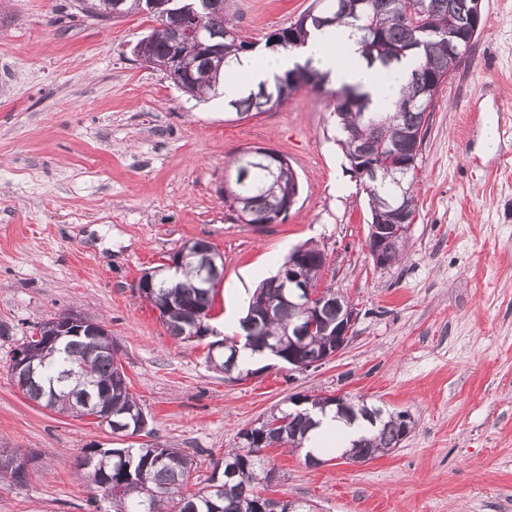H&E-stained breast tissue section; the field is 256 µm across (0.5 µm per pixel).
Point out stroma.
Returning a JSON list of instances; mask_svg holds the SVG:
<instances>
[{"mask_svg": "<svg viewBox=\"0 0 512 512\" xmlns=\"http://www.w3.org/2000/svg\"><path fill=\"white\" fill-rule=\"evenodd\" d=\"M313 0H225L264 41ZM81 0L0 8V451L29 454L26 482H0V512H95L76 475L88 445L125 448L95 419L30 402L10 362L36 324L74 310L112 335L151 442L194 455L206 486L242 430L306 395L342 394L411 414L400 448L362 464L336 453L266 447L264 496L313 512H512V143L485 148V118L512 125V0H483L469 56L437 95L418 161L417 211L392 266L367 251L370 211L336 143L329 91L232 121L222 98H187L130 49L148 15L86 17ZM282 155L300 189L284 219L243 224L220 190L236 153ZM224 260L211 324L244 316L250 296L299 245L327 256L325 284L358 316L322 367L271 362L236 381L206 359L209 338L170 337L137 283L188 241Z\"/></svg>", "mask_w": 512, "mask_h": 512, "instance_id": "obj_1", "label": "stroma"}]
</instances>
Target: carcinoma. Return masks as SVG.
<instances>
[{
    "mask_svg": "<svg viewBox=\"0 0 512 512\" xmlns=\"http://www.w3.org/2000/svg\"><path fill=\"white\" fill-rule=\"evenodd\" d=\"M320 10L330 11L334 19L327 25L347 24L358 35L362 54L371 62L384 68L407 58L416 61L406 78V91L391 112L376 114L369 111L370 99L355 87H344L333 93L334 113L341 132L338 144L344 151L351 169L364 165H381L389 148L400 145L404 132L410 128H423L424 114L434 109L435 95L448 73V21L460 25L469 19L471 0H317ZM176 5H192L204 19L205 30L199 54L205 57L194 66L191 77L183 83L181 91L201 101L218 95L224 71L211 72L210 59L224 55V65H229L242 54L249 52L253 41L240 31L224 14V0H176ZM156 26L148 34L151 54L144 59L149 67L162 68L170 53L168 21L153 18ZM315 25H292L270 33L266 41L276 43L280 50H295L305 44ZM327 83V77L316 70L312 62L290 70L262 83L249 95L230 100L225 108L239 116L264 112L274 105L281 92L291 86L311 85L316 89ZM370 133H380L384 141L382 151L365 160L358 154L359 142L353 137L356 128ZM228 169L236 172V179L222 191L224 203L229 208L249 209L250 223L273 224L287 212L286 197L281 187L291 181V167L281 165L270 171L262 161L252 163L237 155ZM415 174L394 177L379 172L376 180L364 182L368 205L378 199L399 201L409 213L416 211L413 183ZM180 250L187 251V258L180 269L169 272L167 267H157L151 285L139 287L141 296L161 313L168 315L164 326L171 337L187 342L203 334L217 335L210 326V312L214 302V287L219 278H210L203 268L215 259L219 269H224L223 257L206 240L184 243ZM291 255L303 258L302 272L315 287L322 289L326 300L319 308L322 324L336 326L339 319L336 308V290L322 284L325 265L322 249L316 244L305 243L296 247ZM288 277V262H283L277 273L266 279L253 292L246 315L239 321L241 336H226L210 343L215 348L207 359L217 371H224V354L250 349L254 353L272 356L267 345L273 337L288 331L299 313L280 300L281 286ZM327 343L321 336L290 352H280L282 364L288 356L302 360L320 355ZM23 346L29 350L34 373L26 379L12 377L23 394L30 400L59 413L72 417H85L80 401L97 408V414L112 412V421L106 422L110 431L120 436L145 434L148 420L143 409L129 392L127 376L117 352L108 348L97 333L88 329L65 336L58 342L46 345L30 338ZM306 407L294 411H281L278 419L285 425L276 433L262 439L249 430L240 432L242 447L232 448L224 455L222 472H213L208 486L195 492L188 490V483L195 459L173 446L143 443L137 448H114L112 468L102 478L92 470L91 458L97 448H85L77 459V475L87 484L108 496L104 484L122 491L116 512H288V503L253 493L261 479H268L254 449L262 444L305 443L306 434L313 426L309 408L322 411L326 398L303 397ZM406 412L389 411L380 405L361 402L352 417L336 415L347 422L360 418L369 425L367 433L342 455L353 461L374 458L399 447L408 436Z\"/></svg>",
    "mask_w": 512,
    "mask_h": 512,
    "instance_id": "1",
    "label": "carcinoma"
}]
</instances>
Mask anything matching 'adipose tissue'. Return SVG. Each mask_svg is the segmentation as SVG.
I'll return each instance as SVG.
<instances>
[{
  "mask_svg": "<svg viewBox=\"0 0 512 512\" xmlns=\"http://www.w3.org/2000/svg\"><path fill=\"white\" fill-rule=\"evenodd\" d=\"M308 60L328 73L332 84L360 86L369 94L375 112L394 109L405 84L403 75L413 66L407 60L394 72L368 65L360 53L354 30L335 25L311 31L304 47L296 52L269 51L240 57L225 73L224 95L229 99L240 97L259 83Z\"/></svg>",
  "mask_w": 512,
  "mask_h": 512,
  "instance_id": "adipose-tissue-1",
  "label": "adipose tissue"
}]
</instances>
